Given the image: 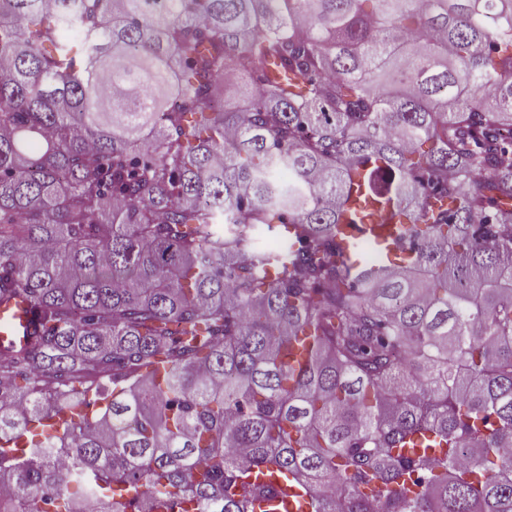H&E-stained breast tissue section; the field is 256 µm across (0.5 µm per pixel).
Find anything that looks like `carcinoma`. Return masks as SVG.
<instances>
[{"instance_id": "1", "label": "carcinoma", "mask_w": 512, "mask_h": 512, "mask_svg": "<svg viewBox=\"0 0 512 512\" xmlns=\"http://www.w3.org/2000/svg\"><path fill=\"white\" fill-rule=\"evenodd\" d=\"M3 58L0 512H512V0H0ZM396 220L392 221V224H367L358 226H341L342 232L346 236L356 237L363 243H381V241H391L392 247H396L397 243L404 237V225L405 224H394ZM35 316L28 302L0 304V342H25L34 327Z\"/></svg>"}]
</instances>
